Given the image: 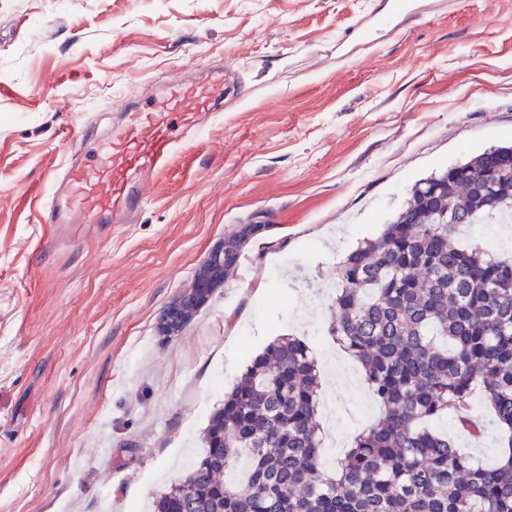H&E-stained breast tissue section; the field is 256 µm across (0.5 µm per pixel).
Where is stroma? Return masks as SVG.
<instances>
[{
	"label": "stroma",
	"mask_w": 512,
	"mask_h": 512,
	"mask_svg": "<svg viewBox=\"0 0 512 512\" xmlns=\"http://www.w3.org/2000/svg\"><path fill=\"white\" fill-rule=\"evenodd\" d=\"M391 15L371 32L360 21ZM231 92L131 224H46L74 132L120 139L170 76ZM512 142V0H0V512H148L201 454L250 355L303 338L336 399L335 468L379 408L331 338L337 267L420 179ZM263 225L176 337L163 310ZM463 238L512 257V231ZM433 420L472 462L504 436Z\"/></svg>",
	"instance_id": "stroma-1"
}]
</instances>
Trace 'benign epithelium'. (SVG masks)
Masks as SVG:
<instances>
[{
    "instance_id": "1",
    "label": "benign epithelium",
    "mask_w": 512,
    "mask_h": 512,
    "mask_svg": "<svg viewBox=\"0 0 512 512\" xmlns=\"http://www.w3.org/2000/svg\"><path fill=\"white\" fill-rule=\"evenodd\" d=\"M232 246L223 242L207 256L202 270L206 276L197 277L193 284L164 310L160 321V331L170 337L181 335L192 319L195 311L203 306L213 294L215 288L223 282L224 260Z\"/></svg>"
}]
</instances>
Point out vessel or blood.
<instances>
[{
	"label": "vessel or blood",
	"instance_id": "b4317fda",
	"mask_svg": "<svg viewBox=\"0 0 512 512\" xmlns=\"http://www.w3.org/2000/svg\"><path fill=\"white\" fill-rule=\"evenodd\" d=\"M167 94L171 111L135 123L120 147L101 150L95 167L73 164L55 177L42 201L48 223L128 224L136 218L153 177L200 137L208 113L222 104L224 78L196 84L176 79Z\"/></svg>",
	"mask_w": 512,
	"mask_h": 512
}]
</instances>
